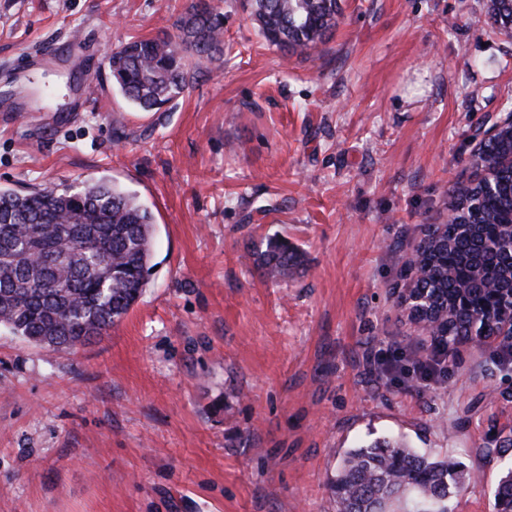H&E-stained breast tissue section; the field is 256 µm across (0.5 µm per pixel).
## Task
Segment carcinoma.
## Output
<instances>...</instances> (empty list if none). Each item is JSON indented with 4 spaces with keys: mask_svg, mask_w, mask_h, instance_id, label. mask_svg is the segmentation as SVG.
Masks as SVG:
<instances>
[{
    "mask_svg": "<svg viewBox=\"0 0 512 512\" xmlns=\"http://www.w3.org/2000/svg\"><path fill=\"white\" fill-rule=\"evenodd\" d=\"M265 42L305 52L323 42L342 15L340 0H248ZM176 33L128 41L108 57L117 89L141 112H158L191 83L190 58L224 57V14L204 0L176 21ZM500 190L453 188L457 222L419 246L410 260L424 277L413 287L427 299L424 315L440 322L435 334L453 351L471 333L491 335L512 283V270L480 261V250L506 231L512 173L494 172ZM154 218L133 193L103 179L78 189L0 188V326L50 351L75 350L119 323L139 301L153 268ZM262 276L288 278L302 264L288 240L274 237L258 254ZM469 473L446 456L425 454L403 440H375L346 452L330 479L336 512H419L465 489ZM496 505L512 504V468L494 491Z\"/></svg>",
    "mask_w": 512,
    "mask_h": 512,
    "instance_id": "1",
    "label": "carcinoma"
}]
</instances>
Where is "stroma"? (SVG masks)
<instances>
[{
  "instance_id": "obj_1",
  "label": "stroma",
  "mask_w": 512,
  "mask_h": 512,
  "mask_svg": "<svg viewBox=\"0 0 512 512\" xmlns=\"http://www.w3.org/2000/svg\"><path fill=\"white\" fill-rule=\"evenodd\" d=\"M191 3L0 0V188L106 178L155 221L146 291L101 340L52 352L0 327V512H336L345 451L383 438L476 474L448 512H496L512 343L459 345L423 385L434 339L400 305L476 172L474 128L512 107L488 0H342L288 55L246 0H209L223 63L135 111L105 55ZM270 237L303 253L288 280L257 272ZM393 357L399 377L379 375Z\"/></svg>"
}]
</instances>
